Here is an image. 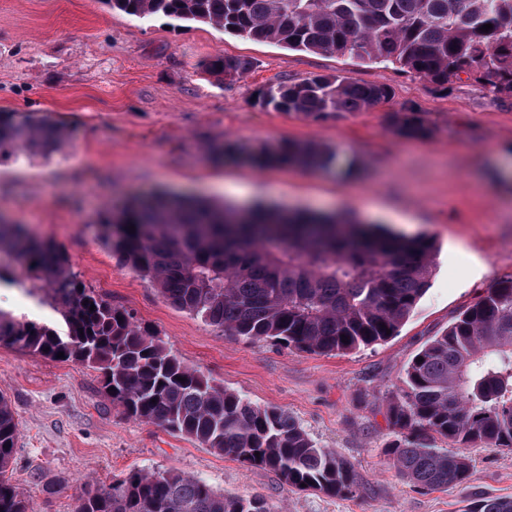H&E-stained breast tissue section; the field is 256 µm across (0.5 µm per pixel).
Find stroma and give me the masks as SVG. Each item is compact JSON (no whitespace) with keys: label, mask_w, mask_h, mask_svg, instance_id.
<instances>
[{"label":"stroma","mask_w":512,"mask_h":512,"mask_svg":"<svg viewBox=\"0 0 512 512\" xmlns=\"http://www.w3.org/2000/svg\"><path fill=\"white\" fill-rule=\"evenodd\" d=\"M217 56L249 61L232 82L205 69ZM338 74L391 88L388 101L313 120L261 108L260 89ZM419 109L429 138L395 136L387 115ZM0 113L65 124L48 154L0 157V215L57 244L84 283L152 328L185 364L252 403L290 413L320 445L353 464L356 494L284 486L272 471L128 417L97 370L0 345V393L19 434L9 475L35 512H75L80 497L139 470L179 471L227 496L264 495L275 512H463L477 497H512V451L469 448L463 485L425 491L401 481L385 453L396 429L386 395L407 363L499 280L512 276V183L489 180L512 162V97L471 79L435 89L390 64L252 41L164 15L138 18L106 0H0ZM321 142L361 164L341 179L324 169L256 168L220 159L243 147ZM167 188L225 203L274 204L359 219L437 250L427 292L397 334L336 356L232 339L170 305L101 238L109 210ZM24 271L0 284V309L62 327L36 302Z\"/></svg>","instance_id":"stroma-1"}]
</instances>
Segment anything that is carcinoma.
I'll return each instance as SVG.
<instances>
[{
	"mask_svg": "<svg viewBox=\"0 0 512 512\" xmlns=\"http://www.w3.org/2000/svg\"><path fill=\"white\" fill-rule=\"evenodd\" d=\"M145 17L208 23L228 34L296 51L391 63L435 88L466 75L496 96H512V0H108ZM485 24L492 25L487 32ZM221 80L248 62L205 63ZM384 84L317 75L269 85L258 103L314 120L386 101ZM402 138L430 129L415 107L387 115ZM65 129L42 117L0 115V156L47 151ZM258 168H323L349 177L357 161L332 146L262 145ZM135 232H129V227ZM105 244L175 308L226 336L298 352L346 354L396 335L425 294L434 242L359 224L348 215L254 207L241 211L169 193L108 212ZM16 258L52 302L67 331L0 311V345L75 361L102 373L112 403L137 420L196 440L214 452L275 472L290 489L356 493L351 463L319 445L288 412L259 406L185 364L150 328L79 281L67 257L0 218V254ZM95 310H90V306ZM391 334H386V330ZM347 342H342V338ZM422 361H417V358ZM387 420L405 429L387 445L399 478L423 489L471 480L465 449L512 451V277L499 281L429 339L408 362ZM458 445L450 452L436 440ZM17 441L0 394V512H34L6 479ZM260 456H255V453ZM77 512H273L266 497H229L184 473L137 471L80 499ZM464 512H512V498H481Z\"/></svg>",
	"mask_w": 512,
	"mask_h": 512,
	"instance_id": "cac0c4a2",
	"label": "carcinoma"
}]
</instances>
